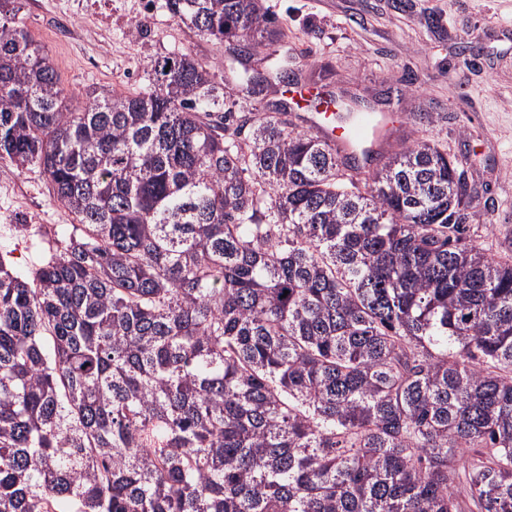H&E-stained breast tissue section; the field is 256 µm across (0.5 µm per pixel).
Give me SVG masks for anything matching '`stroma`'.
Wrapping results in <instances>:
<instances>
[{"label":"stroma","instance_id":"35a3bbf8","mask_svg":"<svg viewBox=\"0 0 512 512\" xmlns=\"http://www.w3.org/2000/svg\"><path fill=\"white\" fill-rule=\"evenodd\" d=\"M72 102L89 90H149L151 60L177 53L224 75V47L164 0H20ZM302 74L379 99L410 140L466 162L478 192L473 244L512 251V0H263ZM72 217L38 167L0 168V251L30 272L68 239Z\"/></svg>","mask_w":512,"mask_h":512}]
</instances>
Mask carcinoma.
<instances>
[{
  "mask_svg": "<svg viewBox=\"0 0 512 512\" xmlns=\"http://www.w3.org/2000/svg\"><path fill=\"white\" fill-rule=\"evenodd\" d=\"M165 8L288 79L262 0ZM240 64L74 106L0 0V159L80 232L0 256V512H512V257L458 159L226 112Z\"/></svg>",
  "mask_w": 512,
  "mask_h": 512,
  "instance_id": "cac0c4a2",
  "label": "carcinoma"
}]
</instances>
